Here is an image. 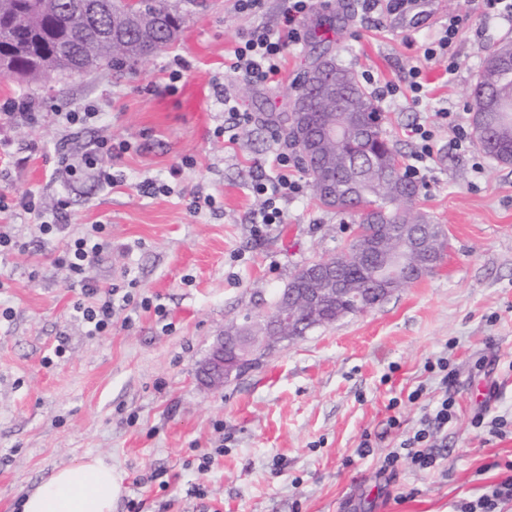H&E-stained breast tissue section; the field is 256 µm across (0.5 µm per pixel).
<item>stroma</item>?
I'll return each mask as SVG.
<instances>
[{
  "label": "stroma",
  "instance_id": "stroma-1",
  "mask_svg": "<svg viewBox=\"0 0 512 512\" xmlns=\"http://www.w3.org/2000/svg\"><path fill=\"white\" fill-rule=\"evenodd\" d=\"M184 19L180 36L139 61L134 72L109 70L21 82L0 77V104L26 100L43 115L33 127L0 120V194L27 190L45 205L66 198V230L41 242L29 215L14 217L25 249L0 253V512L21 502L57 468L88 455L123 477L115 512H456L499 480L512 460V437L495 439L470 424L480 411L512 416V166L479 149L457 150L440 129L435 160L415 210L442 224V262L371 309L285 341L238 378L205 389L196 369L230 323L262 314L295 272L334 257L352 239L356 217L324 208L311 195L283 202L286 222L263 238L247 217L260 200L258 174H271L273 150L310 64L314 25L330 31V49L376 84L399 80L422 47L438 38L448 14L463 16L462 66L448 77L440 63L423 67L427 109L406 100L381 110V125L402 156L425 111L471 104L486 50L512 39V26L480 22L476 0H429L425 16L365 18L360 0H337L300 23L301 43L281 72L261 86L231 91L255 121L235 142L214 138L224 106L214 93L240 34L278 29L285 0H260L250 13L235 0H169ZM190 65L171 82L167 64ZM95 108L103 119L70 129L59 112ZM102 136L129 142L111 188L92 179L64 182L60 150L79 153ZM196 164L171 177L182 157ZM481 172H474V163ZM147 177L171 193L143 195ZM203 186L214 209L190 214L189 194ZM106 227L110 249L93 274L117 285L112 330L87 335L77 317L80 288L67 287L53 262L87 225ZM164 306L167 321L138 308ZM63 356H53L57 345ZM447 358L455 368L458 416L433 440L438 468L381 473L386 455L419 424L444 390L424 370ZM421 390L417 402L408 393ZM401 398V425L386 420ZM374 453L356 456L364 433ZM222 449L207 472L199 457Z\"/></svg>",
  "mask_w": 512,
  "mask_h": 512
}]
</instances>
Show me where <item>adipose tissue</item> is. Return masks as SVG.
Here are the masks:
<instances>
[{"instance_id": "ef3b65f1", "label": "adipose tissue", "mask_w": 512, "mask_h": 512, "mask_svg": "<svg viewBox=\"0 0 512 512\" xmlns=\"http://www.w3.org/2000/svg\"><path fill=\"white\" fill-rule=\"evenodd\" d=\"M122 478L99 457L56 470L24 499L22 512H114Z\"/></svg>"}]
</instances>
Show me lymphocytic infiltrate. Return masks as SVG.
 <instances>
[{
	"label": "lymphocytic infiltrate",
	"mask_w": 512,
	"mask_h": 512,
	"mask_svg": "<svg viewBox=\"0 0 512 512\" xmlns=\"http://www.w3.org/2000/svg\"><path fill=\"white\" fill-rule=\"evenodd\" d=\"M317 5L318 0H288L282 14L280 31L275 32L258 25L242 33L227 68V77L250 85L270 81L279 73L280 64L288 49L299 43L301 20L313 12ZM461 25L462 19L459 15H449L439 38L425 47L423 52L426 61L445 64L452 75L462 65L457 50ZM444 125L455 132L459 147H469L461 113L451 106L440 108L433 118L415 123L410 129L415 141V150L408 165L412 176H422L428 170L434 157L436 130ZM127 149L125 142L115 143L108 138L101 139L93 143L81 157L62 155L61 164L69 176H90L100 184L111 187L118 182L117 176L112 172V163L121 158ZM273 166L274 175L261 177L252 185L253 193L261 198L262 203L258 209L250 212L248 222L254 235L259 238L278 224L284 223L282 201L300 196L305 191L304 184L290 172L291 159L287 153L274 151ZM104 232V225H92L87 232L69 239L62 254L55 258L56 263L67 268L71 286L81 289L84 300L76 304L75 310L91 336L109 333L114 316V289H101L91 274L99 256L110 246ZM455 416L453 398L445 396L434 402L426 411L421 428L406 435L386 456L385 468L392 469L406 463L421 469L434 468L437 457L429 448L431 438L434 433L447 428Z\"/></svg>",
	"instance_id": "obj_1"
}]
</instances>
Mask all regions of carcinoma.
Here are the masks:
<instances>
[{
	"label": "carcinoma",
	"instance_id": "carcinoma-1",
	"mask_svg": "<svg viewBox=\"0 0 512 512\" xmlns=\"http://www.w3.org/2000/svg\"><path fill=\"white\" fill-rule=\"evenodd\" d=\"M139 2L150 26L149 43L139 42L137 35L124 38L130 0H0V63L6 66L7 76L21 80L42 76L46 66L72 75L105 62L117 74L130 72L149 55L150 43L163 47L181 31V18L169 0ZM480 72L473 91L472 122L487 135L477 147L498 164L512 166V40L490 46ZM336 75L340 78L339 108L319 88L300 80L296 101L320 144L310 162L301 165L306 172H320L331 185L330 194L324 196L310 183L314 198L338 213H356L365 234L330 259L335 265L333 287L338 292L317 311L286 306L290 290L301 287V269L277 295L274 310L286 311L304 330L358 313L363 297L377 299L374 291L383 266L371 243L379 242L385 252L404 253L412 233L426 225L425 249L410 262L400 263L399 280L392 285L397 291L440 261L445 239L442 225L413 211L419 186L401 166L396 146L383 131L375 98L351 68L338 62ZM340 111L355 115L352 130L326 135L325 129L336 123Z\"/></svg>",
	"mask_w": 512,
	"mask_h": 512
}]
</instances>
